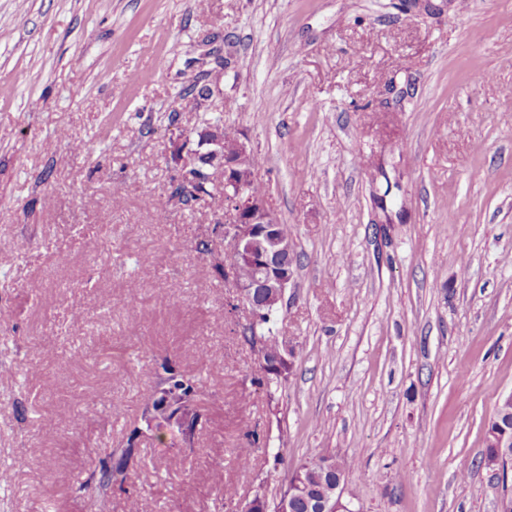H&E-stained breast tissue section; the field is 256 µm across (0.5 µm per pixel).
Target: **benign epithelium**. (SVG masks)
I'll return each mask as SVG.
<instances>
[{"mask_svg": "<svg viewBox=\"0 0 512 512\" xmlns=\"http://www.w3.org/2000/svg\"><path fill=\"white\" fill-rule=\"evenodd\" d=\"M198 146L205 151L198 153L202 161L181 170V180L208 185L218 175L224 180V210L231 222L224 225V239L229 246L226 262L235 271L244 266L252 276L236 279L238 298L251 314V322L272 315L277 305L284 301L288 286L293 280L290 260L293 242L282 235L278 220L267 206L263 195L248 191L255 182V169L247 165L251 149L241 139L234 147L224 145L220 138L205 133L198 134ZM495 459L499 471L508 473L512 466V436H502ZM326 473L336 475L328 497L318 503L321 512H357L354 498L347 493L344 474L332 464ZM308 482L301 472L290 476L288 490L275 507H270L264 491L260 490L243 506V512H291L289 502L294 497H307Z\"/></svg>", "mask_w": 512, "mask_h": 512, "instance_id": "benign-epithelium-1", "label": "benign epithelium"}]
</instances>
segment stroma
I'll return each instance as SVG.
<instances>
[{
    "instance_id": "stroma-1",
    "label": "stroma",
    "mask_w": 512,
    "mask_h": 512,
    "mask_svg": "<svg viewBox=\"0 0 512 512\" xmlns=\"http://www.w3.org/2000/svg\"><path fill=\"white\" fill-rule=\"evenodd\" d=\"M205 120L291 229L276 383L213 267L223 202L153 206ZM0 309V512H239L320 456L362 512H497L512 0H0ZM166 358L204 386L193 446L141 439L126 492L74 494Z\"/></svg>"
}]
</instances>
